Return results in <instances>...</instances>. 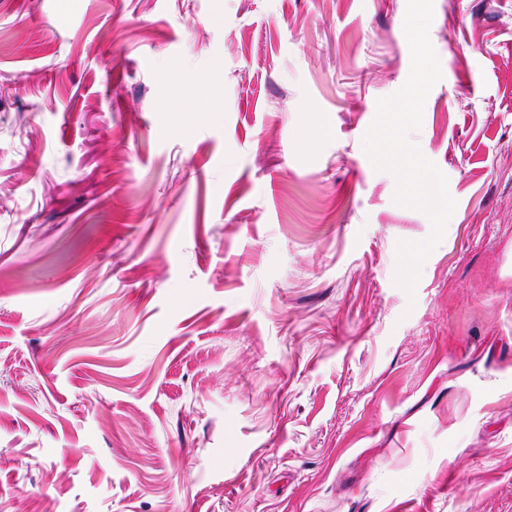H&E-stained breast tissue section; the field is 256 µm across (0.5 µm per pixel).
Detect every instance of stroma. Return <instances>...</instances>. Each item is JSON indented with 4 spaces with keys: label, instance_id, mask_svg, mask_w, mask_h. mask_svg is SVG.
<instances>
[{
    "label": "stroma",
    "instance_id": "35a3bbf8",
    "mask_svg": "<svg viewBox=\"0 0 512 512\" xmlns=\"http://www.w3.org/2000/svg\"><path fill=\"white\" fill-rule=\"evenodd\" d=\"M406 2L0 0V512H512V0H433L411 297Z\"/></svg>",
    "mask_w": 512,
    "mask_h": 512
}]
</instances>
